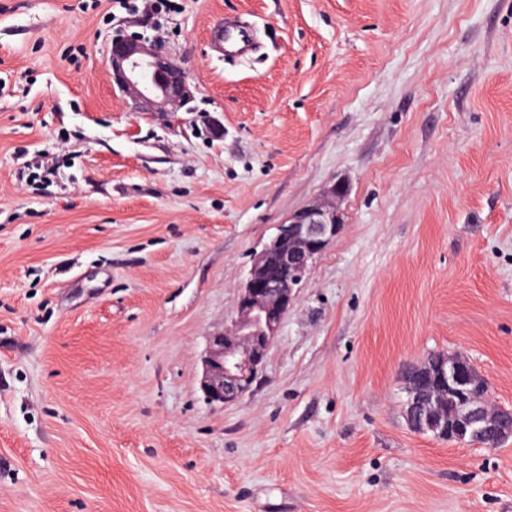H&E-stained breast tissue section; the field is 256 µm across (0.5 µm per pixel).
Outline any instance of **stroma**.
<instances>
[{"label":"stroma","mask_w":512,"mask_h":512,"mask_svg":"<svg viewBox=\"0 0 512 512\" xmlns=\"http://www.w3.org/2000/svg\"><path fill=\"white\" fill-rule=\"evenodd\" d=\"M121 32L191 111L129 110ZM338 179L256 382L209 403L255 254ZM432 353L512 407V0H0V512H512V439L409 427ZM211 44L221 56L241 55L249 47L250 34L243 27L230 25L225 18L223 27L214 33Z\"/></svg>","instance_id":"35a3bbf8"}]
</instances>
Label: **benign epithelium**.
I'll return each instance as SVG.
<instances>
[{
    "mask_svg": "<svg viewBox=\"0 0 512 512\" xmlns=\"http://www.w3.org/2000/svg\"><path fill=\"white\" fill-rule=\"evenodd\" d=\"M112 82L134 112L192 111L194 90L181 66L161 45L141 36L118 34L110 46ZM347 192L337 181L322 197L288 217L253 259L242 288L234 330L207 340L202 357L200 388L210 403H229L247 393L255 382L281 322L310 266L333 240L342 224L340 205ZM436 365L438 376L458 396L456 424L450 426L424 412L433 401L418 390L413 371L406 375L411 428L444 431L450 442L493 448L512 438V408L489 404L478 396L484 385L471 362L458 355Z\"/></svg>",
    "mask_w": 512,
    "mask_h": 512,
    "instance_id": "1",
    "label": "benign epithelium"
}]
</instances>
